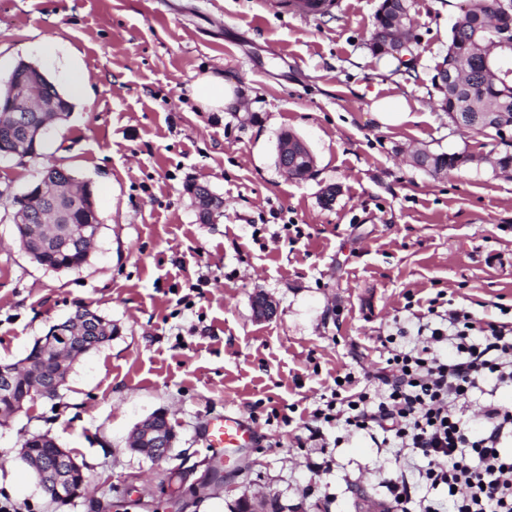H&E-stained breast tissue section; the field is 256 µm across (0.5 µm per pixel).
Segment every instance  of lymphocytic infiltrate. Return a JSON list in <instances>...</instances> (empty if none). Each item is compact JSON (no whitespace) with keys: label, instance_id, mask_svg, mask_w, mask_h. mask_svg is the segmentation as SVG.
I'll list each match as a JSON object with an SVG mask.
<instances>
[{"label":"lymphocytic infiltrate","instance_id":"f902f5d3","mask_svg":"<svg viewBox=\"0 0 512 512\" xmlns=\"http://www.w3.org/2000/svg\"><path fill=\"white\" fill-rule=\"evenodd\" d=\"M417 344L392 350L377 390L347 393L345 376L304 427L323 444V424L382 434L387 448L428 461L422 478L443 489L454 512H512V408L493 397L474 403L480 385L512 387V320L488 321L462 307L428 306Z\"/></svg>","mask_w":512,"mask_h":512}]
</instances>
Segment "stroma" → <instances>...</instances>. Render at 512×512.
<instances>
[{
  "mask_svg": "<svg viewBox=\"0 0 512 512\" xmlns=\"http://www.w3.org/2000/svg\"><path fill=\"white\" fill-rule=\"evenodd\" d=\"M460 2L410 0L407 76L369 48L381 0L314 17L281 0H0V84L24 60L73 105L39 156L0 157V363L81 306L115 328L58 396L0 421V496L21 512H171L172 471L195 490L182 512H234L262 491L280 512H380L401 475L427 495L407 450L333 426L314 448L303 423L336 377L362 387L384 367L380 339L408 309H512V176L488 160L504 146L456 129L431 82ZM72 69L86 93L72 92ZM206 71L234 86L238 110L198 111L191 86ZM388 96L411 121L379 123L372 104ZM284 131L311 150L308 179L279 169ZM417 149L470 160L433 176L412 164ZM52 164L90 186L102 222L75 270L36 264L15 234V197ZM191 183L223 198L215 223H200ZM330 184L340 193L325 207ZM259 291L278 303L272 320L253 315ZM158 411L177 443L155 463L127 441ZM227 412L253 422L256 445L211 484L205 430ZM39 434L82 464L84 496L60 505L42 490L19 456Z\"/></svg>",
  "mask_w": 512,
  "mask_h": 512,
  "instance_id": "35a3bbf8",
  "label": "stroma"
}]
</instances>
